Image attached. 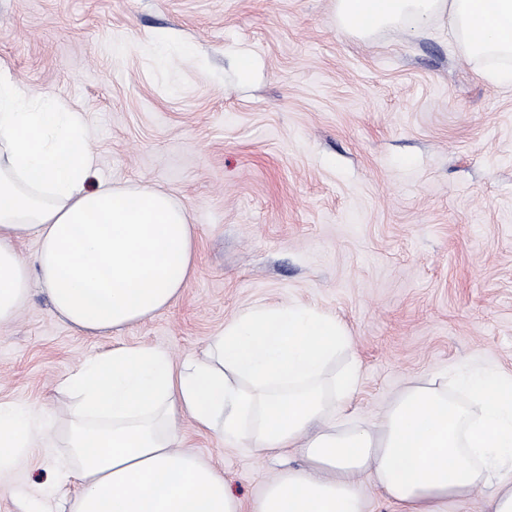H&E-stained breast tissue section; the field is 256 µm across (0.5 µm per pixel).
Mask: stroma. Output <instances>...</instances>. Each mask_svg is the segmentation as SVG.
Masks as SVG:
<instances>
[{"label": "stroma", "mask_w": 512, "mask_h": 512, "mask_svg": "<svg viewBox=\"0 0 512 512\" xmlns=\"http://www.w3.org/2000/svg\"><path fill=\"white\" fill-rule=\"evenodd\" d=\"M0 67L85 113L98 176L168 193L198 253L170 308L108 335L32 287L0 326V401L65 425L56 383L85 359L146 345L178 361L265 302L345 323L362 417L466 362L512 372V87L446 26L362 41L334 0H0ZM183 430L253 508L275 463ZM67 453L52 435L30 449L0 512H69L75 488L52 474Z\"/></svg>", "instance_id": "35a3bbf8"}]
</instances>
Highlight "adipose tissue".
Returning <instances> with one entry per match:
<instances>
[{"label": "adipose tissue", "instance_id": "1", "mask_svg": "<svg viewBox=\"0 0 512 512\" xmlns=\"http://www.w3.org/2000/svg\"><path fill=\"white\" fill-rule=\"evenodd\" d=\"M346 32L444 22L487 76L512 85V0H335ZM95 153L84 113L37 96L0 68V325L38 282L54 312L101 335L166 309L197 270L185 208L144 187L89 188ZM37 250L25 259L22 236ZM335 314L257 304L225 322L201 355L153 347L86 359L57 388L69 397L72 453L56 482L78 481L71 512H242L224 476L181 447V424L301 467L265 484L255 512H366L370 485L400 512H451L481 487L484 512H512V377L468 367L406 387L378 421L345 417L358 366ZM53 423L0 402V476Z\"/></svg>", "mask_w": 512, "mask_h": 512}]
</instances>
